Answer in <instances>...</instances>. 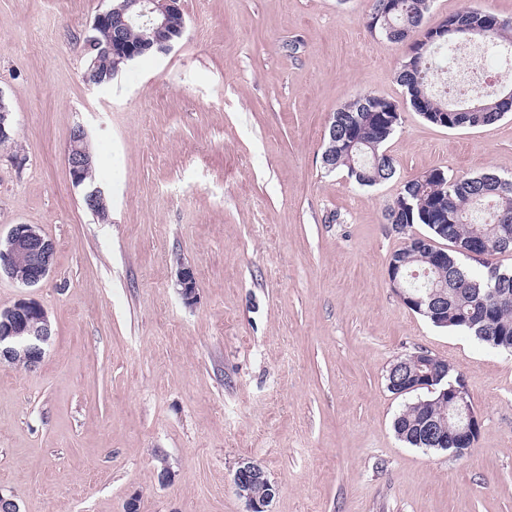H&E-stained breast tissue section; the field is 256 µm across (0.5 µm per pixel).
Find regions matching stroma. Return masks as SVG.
I'll return each instance as SVG.
<instances>
[{
  "label": "stroma",
  "mask_w": 512,
  "mask_h": 512,
  "mask_svg": "<svg viewBox=\"0 0 512 512\" xmlns=\"http://www.w3.org/2000/svg\"><path fill=\"white\" fill-rule=\"evenodd\" d=\"M110 3L0 0V234L33 224L56 244L39 287L0 278V309L27 292L52 323L38 369L0 364V492L21 512L133 496L139 512H246L233 476L250 459L278 487L270 512H512V354L400 301L386 221L426 171L512 172V112L426 121L397 80L408 43L366 25L373 0H183L170 52L91 87L86 37ZM365 92L400 112L396 174L373 187L322 165L330 117ZM78 124L105 223L65 160ZM419 349L482 418L466 458L394 435L407 399L386 375Z\"/></svg>",
  "instance_id": "stroma-1"
}]
</instances>
